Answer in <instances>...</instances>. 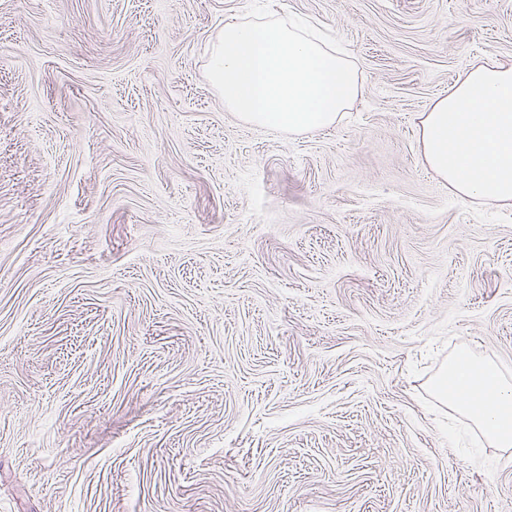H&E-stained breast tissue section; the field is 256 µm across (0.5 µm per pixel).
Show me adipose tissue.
Listing matches in <instances>:
<instances>
[{"instance_id":"obj_1","label":"adipose tissue","mask_w":512,"mask_h":512,"mask_svg":"<svg viewBox=\"0 0 512 512\" xmlns=\"http://www.w3.org/2000/svg\"><path fill=\"white\" fill-rule=\"evenodd\" d=\"M420 124L425 162L458 197L512 206V62L468 69ZM436 389L497 447H512V384L496 367L458 358Z\"/></svg>"}]
</instances>
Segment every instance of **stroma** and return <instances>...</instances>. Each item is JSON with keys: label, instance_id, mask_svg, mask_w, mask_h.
I'll return each instance as SVG.
<instances>
[{"label": "stroma", "instance_id": "stroma-1", "mask_svg": "<svg viewBox=\"0 0 512 512\" xmlns=\"http://www.w3.org/2000/svg\"><path fill=\"white\" fill-rule=\"evenodd\" d=\"M248 4L0 0V512H512L436 391L512 380V206L420 139L512 0H271L363 87L290 136L205 76Z\"/></svg>", "mask_w": 512, "mask_h": 512}]
</instances>
